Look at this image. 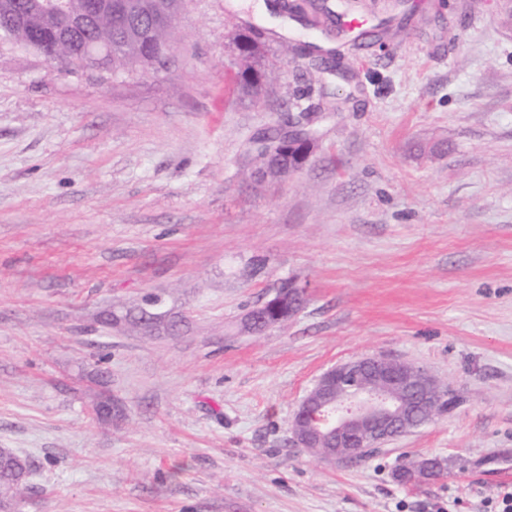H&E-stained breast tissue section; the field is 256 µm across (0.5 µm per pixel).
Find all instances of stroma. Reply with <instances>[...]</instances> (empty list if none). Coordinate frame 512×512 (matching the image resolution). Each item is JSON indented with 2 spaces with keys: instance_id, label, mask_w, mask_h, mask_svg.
Segmentation results:
<instances>
[{
  "instance_id": "35a3bbf8",
  "label": "stroma",
  "mask_w": 512,
  "mask_h": 512,
  "mask_svg": "<svg viewBox=\"0 0 512 512\" xmlns=\"http://www.w3.org/2000/svg\"><path fill=\"white\" fill-rule=\"evenodd\" d=\"M186 0L165 65L0 39V448L19 512H484L512 470V0ZM349 12L368 36L347 39ZM283 74L257 109L230 34ZM294 51L283 54L284 45ZM310 112L314 151H253ZM291 321L243 319L283 281ZM173 331L111 321L147 296ZM429 369L451 412L354 462L291 441L331 366ZM111 397L121 412L94 418ZM443 476L398 483L407 458ZM309 118V113H300L297 120L288 114V131L280 135L279 139L272 138L262 142L266 147L265 152L264 147H258L257 150L260 158L265 154V167L258 175L259 178L268 179L273 175L274 179H287L288 175L297 171L311 156L314 147L313 137L302 123L303 120L309 123ZM293 151L296 161L291 162L289 160ZM22 459L6 450L0 456V499L3 502L11 503L27 489L26 478L23 483L15 482V467L20 466L24 473L29 474L33 466L29 460Z\"/></svg>"
}]
</instances>
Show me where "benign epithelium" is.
Instances as JSON below:
<instances>
[{
  "label": "benign epithelium",
  "instance_id": "benign-epithelium-1",
  "mask_svg": "<svg viewBox=\"0 0 512 512\" xmlns=\"http://www.w3.org/2000/svg\"><path fill=\"white\" fill-rule=\"evenodd\" d=\"M116 0H82L73 13L56 0L33 7L22 22L27 41L50 59H60L58 48L70 45L86 19L112 20ZM112 48L93 41L86 60L111 58ZM309 114L288 116L290 130L263 141L265 167L259 178L286 179L313 151L314 142L304 122ZM305 287L288 283V294H275L251 310L245 329H270L293 319L304 303ZM453 393L425 367L380 355L363 356L326 370L303 398L293 416L292 438L299 448H322L328 461L359 457L404 436L454 409Z\"/></svg>",
  "mask_w": 512,
  "mask_h": 512
}]
</instances>
